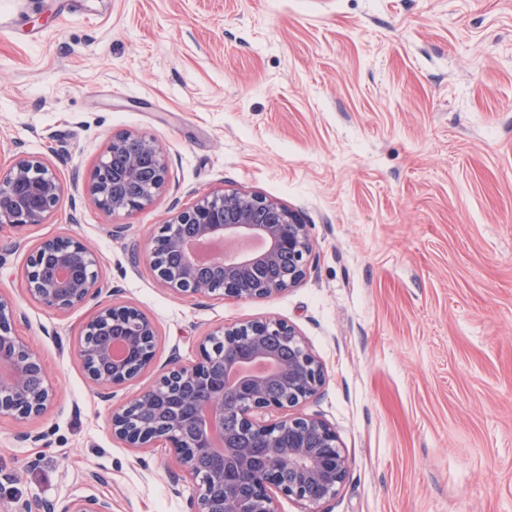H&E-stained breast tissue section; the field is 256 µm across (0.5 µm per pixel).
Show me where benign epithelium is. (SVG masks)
<instances>
[{"label": "benign epithelium", "mask_w": 512, "mask_h": 512, "mask_svg": "<svg viewBox=\"0 0 512 512\" xmlns=\"http://www.w3.org/2000/svg\"><path fill=\"white\" fill-rule=\"evenodd\" d=\"M135 142L138 152L121 169L113 157ZM132 180L143 192H124ZM168 164L151 138L122 133L110 140L92 169L86 192L106 213H132L166 187ZM64 186L55 169L37 156L18 158L0 168V224L16 234L41 224L53 211ZM190 224L194 233L177 232ZM164 228V247L181 257L175 274L161 264L156 238L145 255L160 286L186 296H219L242 302L268 300L299 284L308 270L312 243L296 213L255 193L206 195L178 211ZM199 238L264 243L256 256L243 252L203 268L191 251ZM45 255L51 273L27 278V293L38 304L67 311L101 291L96 255L76 237L38 244L31 255ZM13 304L0 296V418L26 421L41 416L54 396V384L35 351L16 334ZM157 330L137 308L112 303L97 309L83 327L77 359L92 383L109 390L136 379L156 358ZM325 370L300 333L280 320L255 319L221 326L198 344L196 361L171 368L156 385L112 412V437L129 448H166L176 467L194 483L191 512H278L277 494L302 505V512H328L345 483L350 461L336 431L323 420L295 412L318 395ZM281 412L274 422L262 420ZM210 459L199 472L194 461ZM288 461V474L282 463ZM47 512H112L106 498H74Z\"/></svg>", "instance_id": "7a95c632"}]
</instances>
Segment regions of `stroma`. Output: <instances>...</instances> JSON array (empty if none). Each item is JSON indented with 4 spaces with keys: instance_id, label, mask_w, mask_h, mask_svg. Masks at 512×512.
Wrapping results in <instances>:
<instances>
[{
    "instance_id": "35a3bbf8",
    "label": "stroma",
    "mask_w": 512,
    "mask_h": 512,
    "mask_svg": "<svg viewBox=\"0 0 512 512\" xmlns=\"http://www.w3.org/2000/svg\"><path fill=\"white\" fill-rule=\"evenodd\" d=\"M124 132L163 149L168 184L111 216L85 181ZM23 155L64 192L26 247L0 230V293L56 397L0 418V512L73 497L189 512L192 481L165 449L113 440L110 413L212 330L264 317L325 366L299 410L351 462L330 512H512V0H0V164ZM232 190L307 224L297 287L186 297L131 264L175 212ZM69 235L97 255L101 291L60 313L29 298L26 268ZM115 301L154 321L157 360L104 399L75 353Z\"/></svg>"
}]
</instances>
